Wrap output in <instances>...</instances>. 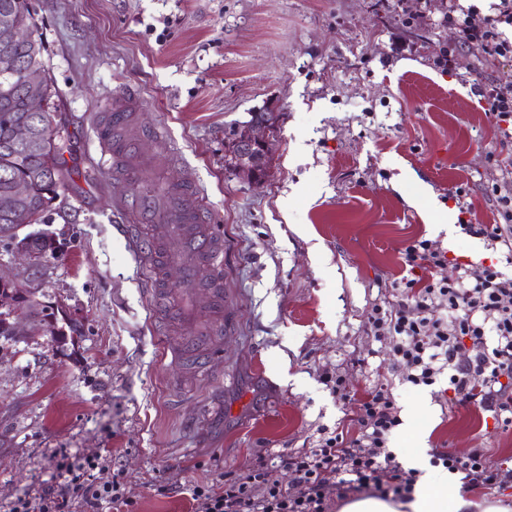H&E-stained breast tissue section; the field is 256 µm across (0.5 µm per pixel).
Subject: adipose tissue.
Instances as JSON below:
<instances>
[{
  "label": "adipose tissue",
  "mask_w": 512,
  "mask_h": 512,
  "mask_svg": "<svg viewBox=\"0 0 512 512\" xmlns=\"http://www.w3.org/2000/svg\"><path fill=\"white\" fill-rule=\"evenodd\" d=\"M474 503L448 483L446 470H426L418 481L411 501H385L360 496L343 504L340 512H471Z\"/></svg>",
  "instance_id": "adipose-tissue-1"
}]
</instances>
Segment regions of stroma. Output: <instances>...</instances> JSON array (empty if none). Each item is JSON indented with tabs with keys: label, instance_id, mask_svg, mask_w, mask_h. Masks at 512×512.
<instances>
[{
	"label": "stroma",
	"instance_id": "35a3bbf8",
	"mask_svg": "<svg viewBox=\"0 0 512 512\" xmlns=\"http://www.w3.org/2000/svg\"><path fill=\"white\" fill-rule=\"evenodd\" d=\"M490 3L31 0L69 173L37 295L81 334L62 349L40 332L0 338V512L50 484L62 452L107 456L137 512H193L186 487L245 472L260 451L312 447L324 428L356 436L350 403L322 382L336 372L354 397L384 384L401 410L423 412L394 447L512 459V429L487 432L440 386L403 384L389 344L366 331L412 238L512 274L501 250L478 256L475 238L431 230L436 203L460 224L498 223L493 189L512 182V139L477 88L512 63H487L445 19ZM121 88L142 98L138 122L167 133L144 137L141 154L172 182L193 173L224 238L228 329L205 374L173 361L118 229L133 183L101 166L96 126ZM260 110L277 131L266 177L250 182L224 159Z\"/></svg>",
	"mask_w": 512,
	"mask_h": 512
}]
</instances>
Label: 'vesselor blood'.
Returning <instances> with one entry per match:
<instances>
[{
	"label": "vessel or blood",
	"instance_id": "1",
	"mask_svg": "<svg viewBox=\"0 0 512 512\" xmlns=\"http://www.w3.org/2000/svg\"><path fill=\"white\" fill-rule=\"evenodd\" d=\"M141 109L137 94L114 96L108 106L109 119L97 125L102 163L131 180L140 176L129 166L138 155L140 135L128 130L127 120L129 113ZM165 189L162 198L134 192L121 199L118 208L126 218L122 229L132 234L148 284L158 291L156 310L162 323L179 324L185 333L193 334L204 322L196 307L201 284L209 286L214 311L224 309V241L207 224V211L192 177L166 183ZM172 262L180 271L175 288L166 287L164 277ZM204 268L209 278L201 277Z\"/></svg>",
	"mask_w": 512,
	"mask_h": 512
}]
</instances>
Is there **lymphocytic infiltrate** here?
<instances>
[{
	"label": "lymphocytic infiltrate",
	"instance_id": "1",
	"mask_svg": "<svg viewBox=\"0 0 512 512\" xmlns=\"http://www.w3.org/2000/svg\"><path fill=\"white\" fill-rule=\"evenodd\" d=\"M512 26V0H497L494 14L471 9L456 20L464 41L480 42L488 59H512V41L499 25ZM487 109L504 138H512V72L485 88ZM501 223L466 224L463 232L505 247L512 261V187L498 195ZM404 276L393 281L388 299L372 306L369 335L389 341L402 381L430 387L447 378L451 406H469L489 414L496 428H512V276L496 266L457 264L452 279L434 270L448 264L437 242L421 237L401 251ZM352 419L356 436L336 430L320 436L310 448L275 455L257 453L241 474H220L210 483L190 488L194 512H335L338 502L366 492L377 498L408 502L419 472L405 468L390 447L402 425L400 408L384 387L357 399ZM289 471L288 485L270 481L273 462ZM430 464L459 475L464 490L512 488V466L494 461L485 449L464 456L433 449ZM55 481L37 496L17 497L9 512H134L124 483L111 475V462L97 456L60 454Z\"/></svg>",
	"mask_w": 512,
	"mask_h": 512
}]
</instances>
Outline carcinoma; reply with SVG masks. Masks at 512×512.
Returning <instances> with one entry per match:
<instances>
[{
	"instance_id": "obj_1",
	"label": "carcinoma",
	"mask_w": 512,
	"mask_h": 512,
	"mask_svg": "<svg viewBox=\"0 0 512 512\" xmlns=\"http://www.w3.org/2000/svg\"><path fill=\"white\" fill-rule=\"evenodd\" d=\"M8 4L13 9V20L18 26L35 27L33 17L26 7V0H0V6ZM9 50L22 64H34L43 59L44 46L40 37L32 43L6 44L0 41V51ZM57 93L50 83L43 88L44 107L39 112L29 111L27 94L24 89L16 91L9 109L0 107V240L10 237L11 224L25 220L34 214L39 221H46L51 211V187L62 184L64 167L62 162L63 143L58 124ZM32 122L35 144L27 152L12 147L15 125L22 119ZM25 182L29 187L27 204L21 205L10 194L15 182ZM12 295L15 300L28 298L29 307L44 322L43 332L53 337V342L63 344L68 338L80 335L77 324L68 321L66 326L55 321L53 303L42 302L36 294L17 286L0 285V297Z\"/></svg>"
}]
</instances>
